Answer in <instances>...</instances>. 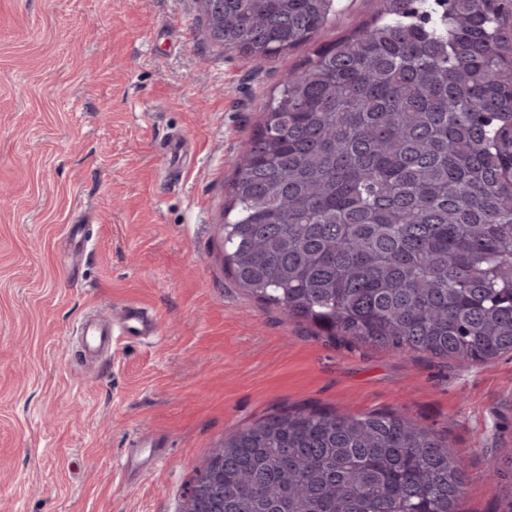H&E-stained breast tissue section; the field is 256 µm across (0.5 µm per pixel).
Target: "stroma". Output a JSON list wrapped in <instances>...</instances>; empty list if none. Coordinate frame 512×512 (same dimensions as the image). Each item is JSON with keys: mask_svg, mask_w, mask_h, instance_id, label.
I'll use <instances>...</instances> for the list:
<instances>
[{"mask_svg": "<svg viewBox=\"0 0 512 512\" xmlns=\"http://www.w3.org/2000/svg\"><path fill=\"white\" fill-rule=\"evenodd\" d=\"M379 9L342 0L312 45L258 68L209 41L195 0H0V512H180L225 437L298 407L405 415L465 460L460 512H512V354L351 345L224 267L262 103ZM176 137L189 153L169 179ZM130 302L158 339L86 359L83 320Z\"/></svg>", "mask_w": 512, "mask_h": 512, "instance_id": "stroma-1", "label": "stroma"}]
</instances>
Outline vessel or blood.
I'll return each instance as SVG.
<instances>
[{"label": "vessel or blood", "instance_id": "1", "mask_svg": "<svg viewBox=\"0 0 512 512\" xmlns=\"http://www.w3.org/2000/svg\"><path fill=\"white\" fill-rule=\"evenodd\" d=\"M159 333L157 319L137 304L123 308L119 320L105 318L84 322L81 328L83 345L87 353L94 354L111 347L116 336L144 337Z\"/></svg>", "mask_w": 512, "mask_h": 512}]
</instances>
